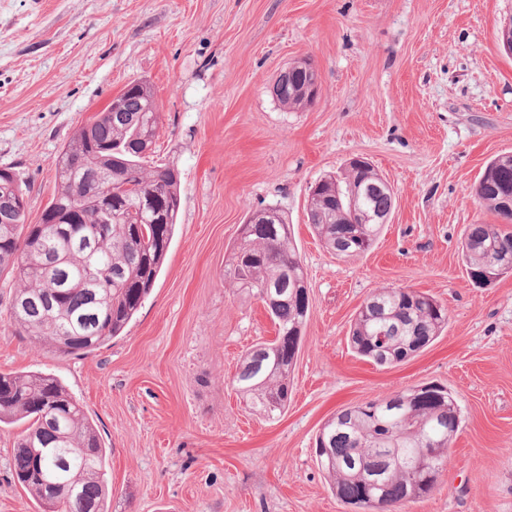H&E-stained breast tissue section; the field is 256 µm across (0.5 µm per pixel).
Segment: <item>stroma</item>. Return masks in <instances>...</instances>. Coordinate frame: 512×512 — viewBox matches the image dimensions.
<instances>
[{
	"mask_svg": "<svg viewBox=\"0 0 512 512\" xmlns=\"http://www.w3.org/2000/svg\"><path fill=\"white\" fill-rule=\"evenodd\" d=\"M511 17L512 0H0V167L28 182L29 223L54 194L64 143L134 80L161 116L144 165L181 174L172 243L120 336L62 355L0 319V372L54 375L95 426L108 512H350L316 464L320 427L426 383L451 392L460 430L433 492L405 512H512V273L476 284L460 245L468 225L497 221L472 187L512 153V56L497 40ZM302 59L318 96L289 110L270 87ZM353 156L395 204L370 252L340 258L306 212L312 186ZM270 206L293 226L310 306L273 422L229 379L276 328L224 281L240 225ZM383 287L433 295L448 327L379 367L348 332ZM21 433L0 425V512H39L11 476Z\"/></svg>",
	"mask_w": 512,
	"mask_h": 512,
	"instance_id": "stroma-1",
	"label": "stroma"
}]
</instances>
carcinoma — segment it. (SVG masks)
I'll use <instances>...</instances> for the list:
<instances>
[{
	"label": "carcinoma",
	"mask_w": 512,
	"mask_h": 512,
	"mask_svg": "<svg viewBox=\"0 0 512 512\" xmlns=\"http://www.w3.org/2000/svg\"><path fill=\"white\" fill-rule=\"evenodd\" d=\"M277 101L288 109L309 105V78L291 69L279 74ZM108 109L77 130L56 158L57 189L36 224L27 223V186L10 167L0 168V275L16 288L0 298L20 336L61 354L90 353L120 335L153 289L172 241L181 204L180 172L169 166L147 172L143 159L155 141L160 115L154 93L132 81ZM360 182H378L368 164L345 170L340 183L310 195L308 224L337 256L367 253L382 224H350V193ZM112 185V208L95 195ZM480 206L506 220L512 202V160L496 157L474 184ZM370 213L392 210L394 197L371 188L359 200ZM469 270H482L502 254L512 257V228L470 224L461 240ZM224 278L236 294L262 302L276 326L271 341L253 344L230 385L250 408L275 421L288 408L290 374L309 313L301 258L290 224L275 207L252 213ZM448 326V311L433 296L407 288H380L362 304L350 344L367 361L392 365L428 346ZM22 422L14 447V480L42 512H106V449L96 428L65 385L38 372L0 373V423ZM460 421L448 419V393L401 389L347 406L328 419L316 454L338 500L361 512H398L405 499L422 500L435 488ZM383 475L380 493L366 478Z\"/></svg>",
	"instance_id": "1"
}]
</instances>
